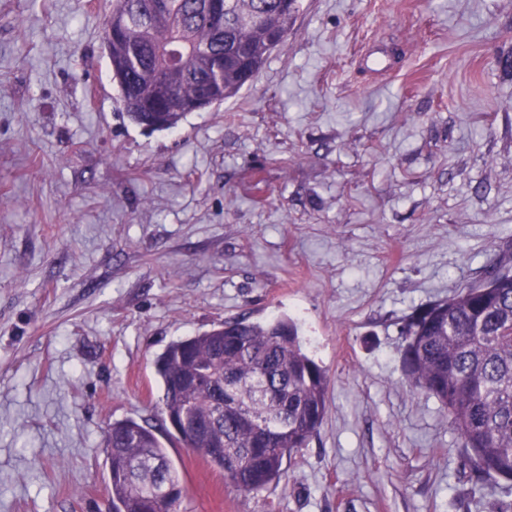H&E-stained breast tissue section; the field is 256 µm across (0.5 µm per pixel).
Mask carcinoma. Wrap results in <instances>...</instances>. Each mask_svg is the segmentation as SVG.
Returning <instances> with one entry per match:
<instances>
[{"label": "carcinoma", "instance_id": "carcinoma-1", "mask_svg": "<svg viewBox=\"0 0 512 512\" xmlns=\"http://www.w3.org/2000/svg\"><path fill=\"white\" fill-rule=\"evenodd\" d=\"M161 2V18L134 21L112 41L123 110L150 129L175 127L205 93L218 104L236 96L286 41L298 9V0H224L221 29L205 14L206 0ZM153 6L112 0V21ZM157 50L180 57L167 68L179 112L148 111ZM484 277L495 278L493 287L476 284L428 304L400 326L406 378L446 411L480 488L512 483V254L493 260ZM155 370L161 414L176 424V440L245 494L279 483L285 460L307 447L327 412L326 372L286 318L228 320L173 341ZM104 445L109 512H178L184 487L153 427L114 422Z\"/></svg>", "mask_w": 512, "mask_h": 512}]
</instances>
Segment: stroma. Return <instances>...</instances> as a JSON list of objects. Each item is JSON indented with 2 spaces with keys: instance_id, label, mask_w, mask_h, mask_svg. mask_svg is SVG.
I'll use <instances>...</instances> for the list:
<instances>
[{
  "instance_id": "stroma-1",
  "label": "stroma",
  "mask_w": 512,
  "mask_h": 512,
  "mask_svg": "<svg viewBox=\"0 0 512 512\" xmlns=\"http://www.w3.org/2000/svg\"><path fill=\"white\" fill-rule=\"evenodd\" d=\"M111 0H0V512H106L105 433L156 429L179 512H490L402 319L512 245V0H300L223 104L146 130ZM396 52L386 77L360 67ZM295 320L328 411L244 494L171 442L154 360L224 320Z\"/></svg>"
}]
</instances>
